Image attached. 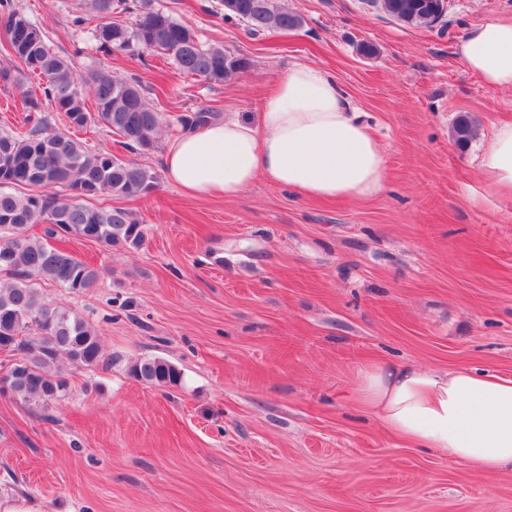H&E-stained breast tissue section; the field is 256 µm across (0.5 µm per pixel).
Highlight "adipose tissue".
Returning <instances> with one entry per match:
<instances>
[{
	"mask_svg": "<svg viewBox=\"0 0 512 512\" xmlns=\"http://www.w3.org/2000/svg\"><path fill=\"white\" fill-rule=\"evenodd\" d=\"M457 54L485 85L512 89V19L474 27ZM163 167L196 199H234L262 177L307 197L360 200L381 191L387 174L380 143L335 77L307 64L279 79L256 119L233 114L172 137ZM478 173L489 190L512 198V121L498 123L482 144ZM355 395L411 446L479 471L512 468V377L378 361L360 368Z\"/></svg>",
	"mask_w": 512,
	"mask_h": 512,
	"instance_id": "ef3b65f1",
	"label": "adipose tissue"
}]
</instances>
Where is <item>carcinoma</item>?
I'll list each match as a JSON object with an SVG mask.
<instances>
[{
  "instance_id": "obj_1",
  "label": "carcinoma",
  "mask_w": 512,
  "mask_h": 512,
  "mask_svg": "<svg viewBox=\"0 0 512 512\" xmlns=\"http://www.w3.org/2000/svg\"><path fill=\"white\" fill-rule=\"evenodd\" d=\"M224 18L244 23L250 31L293 30L299 15L275 0H219ZM378 8L411 25H433L435 0H379ZM73 19L77 31L94 23L91 35L98 52L119 50L131 56L157 52L183 73L221 84L244 69L245 59L220 45H203L185 24L155 7V0H82ZM135 16L132 24L121 17ZM0 33L14 68L0 69V80L23 87L38 80L39 94L21 92L23 125L0 130V353L11 358L9 397L43 411L70 396L68 377L60 369L96 367L104 362L100 336L88 320L63 304L42 301L40 285L56 284L71 293L94 287L100 268L51 245L53 237H80L112 246L139 248L140 224L123 208H97L95 197H136L153 193L157 174L148 166L87 146L74 132L100 125L120 139L130 153L155 147L162 126L160 113L149 107L146 89L107 69L77 76L70 58L52 48L44 29L31 22L14 0H0ZM62 114L65 128L56 129L43 104ZM218 113L199 109L178 119L182 128H199ZM474 135L472 117L462 112L453 122L455 143L465 147ZM45 225V236L30 234ZM138 382L161 389L181 385L180 369L161 357L137 360L129 368Z\"/></svg>"
}]
</instances>
